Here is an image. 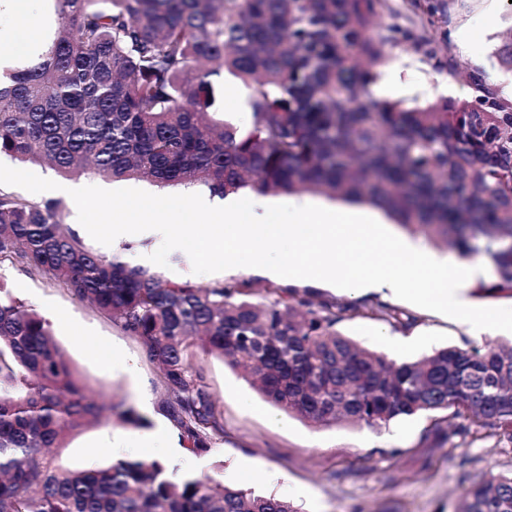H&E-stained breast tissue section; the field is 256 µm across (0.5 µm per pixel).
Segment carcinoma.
<instances>
[{"mask_svg":"<svg viewBox=\"0 0 512 512\" xmlns=\"http://www.w3.org/2000/svg\"><path fill=\"white\" fill-rule=\"evenodd\" d=\"M386 2L55 0L41 61L0 73V155L224 198L249 188L370 204L486 266L478 293L512 296V100L480 75L457 102L374 98L387 48L411 39L378 24ZM221 70L250 90L247 131L210 111L208 77ZM61 214L58 201L0 191V263H22L136 337L161 366L163 410L189 451L224 436L191 364L200 352L316 426L447 410L474 441L512 442V346L389 360L339 334L332 304L164 280L98 254ZM107 411L143 422L90 398L48 320L1 283L0 512H300L207 473L173 480L159 460L62 464L67 435ZM459 512H512V474L473 483Z\"/></svg>","mask_w":512,"mask_h":512,"instance_id":"1","label":"carcinoma"}]
</instances>
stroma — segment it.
<instances>
[{
  "label": "stroma",
  "instance_id": "obj_1",
  "mask_svg": "<svg viewBox=\"0 0 512 512\" xmlns=\"http://www.w3.org/2000/svg\"><path fill=\"white\" fill-rule=\"evenodd\" d=\"M440 2L434 26L426 29L410 0H388L383 23L413 33L411 41L389 50L379 68L378 83L387 87L388 99H465L472 73L498 92L512 89V70L498 57L512 28V0ZM157 272L198 287L244 281L258 303L308 297L336 304L339 332L387 356L399 351L404 360L446 346L468 349L512 339L505 331L488 338L472 335L465 323L406 301L354 298L244 271L196 274L181 250ZM0 275L15 296L49 321L55 341L88 390L102 402H124L143 419L132 425L113 417L73 432L58 451L63 464L90 465L111 457L160 459L175 476L205 472L229 486L240 485L241 474L251 471L256 493L293 502L302 512H457L464 489L473 482L512 472V443L499 438L472 445L453 434L441 446L428 442L434 427H447V412L406 417L381 428L346 422L317 427L267 402L240 370L206 353L193 364L203 372L223 416L224 436L208 453H192L169 430L159 367L136 337L88 302L19 265L0 264ZM160 427L169 431L166 447H139L140 437Z\"/></svg>",
  "mask_w": 512,
  "mask_h": 512
}]
</instances>
